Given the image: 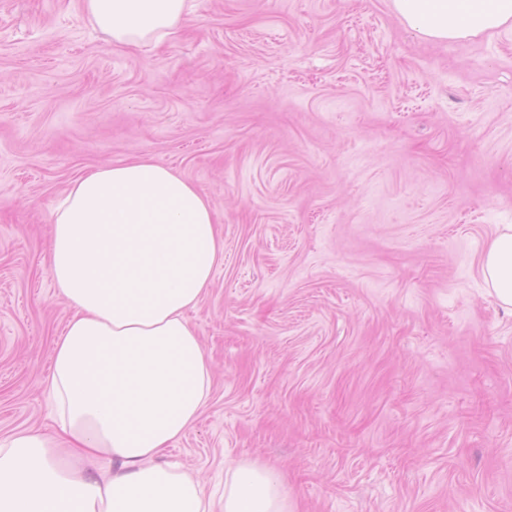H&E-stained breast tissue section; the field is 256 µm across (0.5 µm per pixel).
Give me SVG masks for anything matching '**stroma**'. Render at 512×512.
Masks as SVG:
<instances>
[{"label":"stroma","mask_w":512,"mask_h":512,"mask_svg":"<svg viewBox=\"0 0 512 512\" xmlns=\"http://www.w3.org/2000/svg\"><path fill=\"white\" fill-rule=\"evenodd\" d=\"M137 157L224 236L187 317L212 372L165 460L280 469L300 512H512V314L479 260L512 224V30L417 37L391 0H195L118 50L81 0H0V437L51 430L69 309L59 197Z\"/></svg>","instance_id":"35a3bbf8"}]
</instances>
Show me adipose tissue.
Instances as JSON below:
<instances>
[{"mask_svg": "<svg viewBox=\"0 0 512 512\" xmlns=\"http://www.w3.org/2000/svg\"><path fill=\"white\" fill-rule=\"evenodd\" d=\"M420 37L452 42L512 27V0H392ZM118 48L174 39L191 0H82ZM224 238L209 198L146 158L94 167L54 212L48 273L71 316L46 392L59 435L0 438V512H298L283 475L224 463V492L160 462L212 390L187 314L210 287ZM486 292L512 312V225L480 260Z\"/></svg>", "mask_w": 512, "mask_h": 512, "instance_id": "ef3b65f1", "label": "adipose tissue"}]
</instances>
